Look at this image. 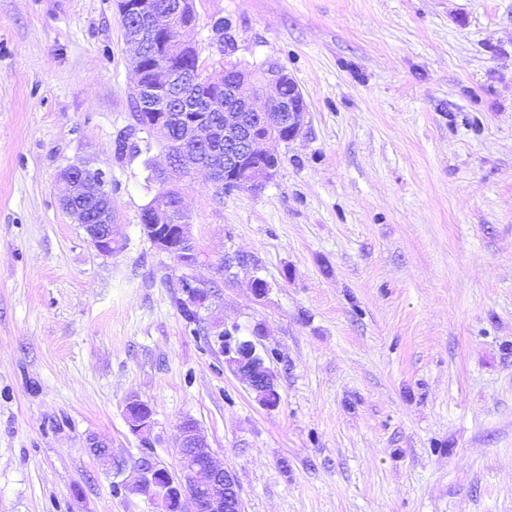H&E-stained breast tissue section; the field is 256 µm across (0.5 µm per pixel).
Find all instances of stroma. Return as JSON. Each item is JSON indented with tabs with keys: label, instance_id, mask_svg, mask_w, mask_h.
I'll return each instance as SVG.
<instances>
[{
	"label": "stroma",
	"instance_id": "stroma-1",
	"mask_svg": "<svg viewBox=\"0 0 512 512\" xmlns=\"http://www.w3.org/2000/svg\"><path fill=\"white\" fill-rule=\"evenodd\" d=\"M207 72L274 61L306 126L276 178L220 196L175 177L196 259L140 230L164 161L134 124L116 0H0V512H159L114 493L103 435L149 404L152 456L179 467L195 420L244 512H512V0H195ZM83 161L112 182V256L59 203ZM273 351L262 406L175 304ZM267 283L264 297L251 290ZM196 286L199 287L200 285L194 280H191L190 284H181V288H185L182 290L184 295L187 293L188 288H192L191 303L184 298L178 297L175 300V304L182 314L186 327L191 328L194 326L190 329L191 332L199 333L201 330H204L205 336H208L209 333L207 329L201 326L198 307L204 303L209 294L208 290H211V288H195Z\"/></svg>",
	"mask_w": 512,
	"mask_h": 512
}]
</instances>
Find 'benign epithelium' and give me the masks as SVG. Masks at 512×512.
I'll use <instances>...</instances> for the list:
<instances>
[{
	"label": "benign epithelium",
	"mask_w": 512,
	"mask_h": 512,
	"mask_svg": "<svg viewBox=\"0 0 512 512\" xmlns=\"http://www.w3.org/2000/svg\"><path fill=\"white\" fill-rule=\"evenodd\" d=\"M191 0H169L157 8L152 0H122L120 22L125 39L133 51L134 67L137 74L132 87L133 101L137 107L136 125L143 127L163 139L170 137L171 126L176 123L184 133V139L206 147L216 139L224 141V158L213 159L206 168H201L199 158L193 154H182L176 158L166 156L164 168H153L156 181L164 192L153 198L145 213L142 233L154 237L157 248L176 257L185 253L184 246L191 241L190 221L183 209L180 192L169 186L173 175H192L202 172L207 182L220 190L232 184L240 189L257 190L272 182L280 166L279 157L272 153L267 144L272 141L289 143L295 140L306 125V104L300 89L284 98L281 84L289 79L285 69L269 63L261 69L260 77L254 79L249 70L231 60H224V77L209 83L215 87L210 96L199 98L185 96L182 108L174 109L165 92L181 82L177 73L157 65L145 71L142 61L145 48L153 42L156 34L164 32L161 46L169 53L183 51L193 44L183 39L184 30L194 23L166 27L171 16L194 12ZM253 87L244 89L249 79ZM224 113V123L212 120L213 113ZM79 167L90 174V180L79 182L73 167L61 174L60 205L80 225L90 244L102 256H110L118 249L113 233L112 193L104 172L91 170L85 164ZM225 360L241 369L237 371L251 389L264 383L259 372L247 365L254 352L236 342L225 350ZM147 415L139 421L125 414L126 423L132 434L141 437V447L148 448L146 434L153 427V411L145 406ZM177 440L181 448L178 469L171 471L156 462H150L148 475L143 482L144 494L150 499L162 502L171 494H178V510L184 512L185 503L193 506L192 512H243L242 500L234 474L217 460L206 435L197 422L186 419L177 429ZM98 448L97 459L104 464L117 461L112 453V443L105 436H96L88 443ZM204 449L209 452L206 472L207 490L202 494L185 491V487L198 478L195 465L191 464L186 449Z\"/></svg>",
	"instance_id": "benign-epithelium-1"
}]
</instances>
